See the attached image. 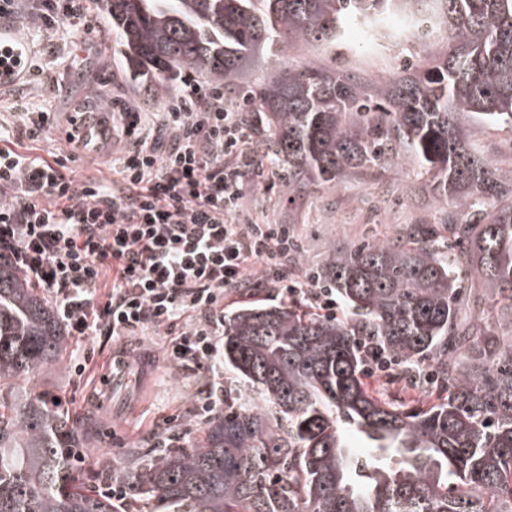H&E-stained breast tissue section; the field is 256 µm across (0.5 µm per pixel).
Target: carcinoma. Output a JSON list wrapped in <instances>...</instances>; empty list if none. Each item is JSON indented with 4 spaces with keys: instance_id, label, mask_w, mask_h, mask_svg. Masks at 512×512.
<instances>
[{
    "instance_id": "cac0c4a2",
    "label": "carcinoma",
    "mask_w": 512,
    "mask_h": 512,
    "mask_svg": "<svg viewBox=\"0 0 512 512\" xmlns=\"http://www.w3.org/2000/svg\"><path fill=\"white\" fill-rule=\"evenodd\" d=\"M136 85L186 71L231 84L254 54L370 41L399 24L419 64L364 88L337 69L286 68L257 85L268 148L288 188H334L407 156L448 211L383 239L333 248L319 279L348 314L301 300L224 314V368L265 405L224 401L194 448H165L125 473L147 512H512V170L492 167L460 116L512 127V0H102ZM429 359L425 396L368 387L359 342ZM53 308L0 261V512H123L90 488L77 415L32 387L60 360ZM359 433L395 465L345 450Z\"/></svg>"
}]
</instances>
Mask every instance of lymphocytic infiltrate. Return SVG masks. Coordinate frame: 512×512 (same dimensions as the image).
<instances>
[{
    "label": "lymphocytic infiltrate",
    "mask_w": 512,
    "mask_h": 512,
    "mask_svg": "<svg viewBox=\"0 0 512 512\" xmlns=\"http://www.w3.org/2000/svg\"><path fill=\"white\" fill-rule=\"evenodd\" d=\"M250 112L199 81L160 111L126 109L132 143L112 180L77 178L60 151L0 146V257L43 288L68 335L166 337L165 361L207 381L203 420L224 411L227 295L270 288L328 317L338 308L332 288L293 277V229L243 212L246 177L278 166Z\"/></svg>",
    "instance_id": "lymphocytic-infiltrate-1"
}]
</instances>
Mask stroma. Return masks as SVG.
Returning <instances> with one entry per match:
<instances>
[{"label":"stroma","mask_w":512,"mask_h":512,"mask_svg":"<svg viewBox=\"0 0 512 512\" xmlns=\"http://www.w3.org/2000/svg\"><path fill=\"white\" fill-rule=\"evenodd\" d=\"M36 7L35 0H20L9 19L28 42L35 70L23 83L0 92L1 137L15 138L29 111L51 112L53 126L37 143V153L43 156L67 147L62 134L75 118L76 104L89 96H96L107 106L103 118L108 121L113 113L130 105L144 112L157 111L183 90L185 79L181 76L163 86L152 82L130 85L100 7L50 26L32 19ZM423 57L416 42L386 39L381 46L372 47L352 29L334 50L301 45L279 56L254 59L237 81L225 87L224 101L236 103L249 89L287 66H335L365 85L396 75L403 61L416 62ZM468 128L471 141L488 151L494 165L512 168V128L477 122L469 123ZM128 144L122 128H115L104 142L71 148V167L80 178L97 174L111 177L113 154ZM243 200L254 221L291 225L300 244L295 267L300 276L324 265L332 245L370 241L389 235L399 224H437L444 218L424 179L405 157L399 164L317 192L289 191L277 173L268 183H245ZM124 343L149 367L139 384L104 394L97 372L111 363L112 350L100 348L95 338L68 339L61 362L44 366L35 381L38 390L63 391L67 406L84 421L92 439L86 476L98 490L122 484L129 466L156 455L154 424L159 419L173 417L169 432L175 435L177 445L185 448L196 446L206 428L205 421L193 413L195 397L206 381L165 362V337L129 336ZM91 350L96 353L95 372L74 373V363ZM101 455L109 461L110 470L95 468Z\"/></svg>","instance_id":"obj_1"}]
</instances>
